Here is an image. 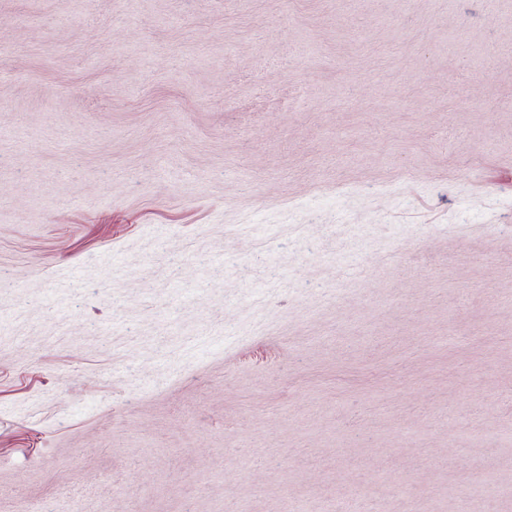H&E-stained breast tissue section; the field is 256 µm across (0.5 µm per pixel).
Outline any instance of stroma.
<instances>
[{"mask_svg": "<svg viewBox=\"0 0 512 512\" xmlns=\"http://www.w3.org/2000/svg\"><path fill=\"white\" fill-rule=\"evenodd\" d=\"M0 512H512V0H0Z\"/></svg>", "mask_w": 512, "mask_h": 512, "instance_id": "obj_1", "label": "stroma"}]
</instances>
